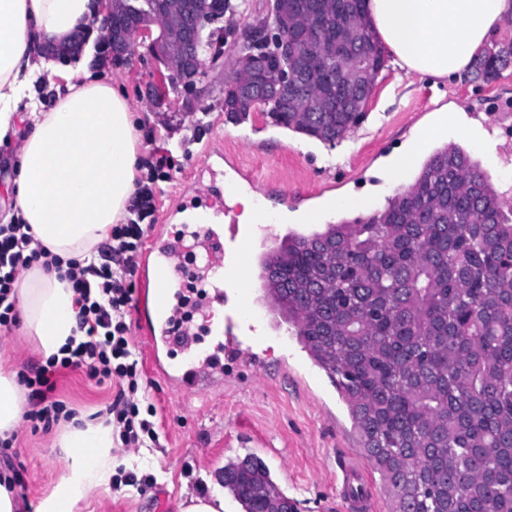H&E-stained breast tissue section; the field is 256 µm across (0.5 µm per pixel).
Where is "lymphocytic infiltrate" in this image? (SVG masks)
<instances>
[{"label": "lymphocytic infiltrate", "instance_id": "1", "mask_svg": "<svg viewBox=\"0 0 512 512\" xmlns=\"http://www.w3.org/2000/svg\"><path fill=\"white\" fill-rule=\"evenodd\" d=\"M146 229L141 222L112 225L97 247L96 261L63 260L34 238L30 225L0 224V328L16 320V285L22 274L39 266L56 272L74 292V309L81 340L61 348L59 355L28 366L21 377L27 409L23 424H41L43 431L70 420L72 409L55 395L60 371L85 370L99 383L116 382L112 402L99 412L111 425L122 451H139L158 440L157 409L135 357L127 317Z\"/></svg>", "mask_w": 512, "mask_h": 512}]
</instances>
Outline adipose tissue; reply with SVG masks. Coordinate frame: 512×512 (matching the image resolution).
<instances>
[{"mask_svg":"<svg viewBox=\"0 0 512 512\" xmlns=\"http://www.w3.org/2000/svg\"><path fill=\"white\" fill-rule=\"evenodd\" d=\"M365 7L392 63L420 78L461 76L512 18V0H366ZM95 16L91 0H0V144L21 143L7 215L29 224L34 237L65 260L90 257L108 228L125 221L142 165L140 120L122 88L91 79L90 54L66 73L35 54L47 41L66 45ZM48 71L61 73L66 90L46 110L33 88ZM23 103L29 114L21 127L14 116ZM451 134L480 149L488 146L479 126L442 109L390 160V177ZM18 300L44 356L58 354L77 337L73 291L55 273L34 268L20 284ZM112 444V429L104 423L70 425L57 442L64 472L36 512H75L79 503L108 491Z\"/></svg>","mask_w":512,"mask_h":512,"instance_id":"obj_1","label":"adipose tissue"}]
</instances>
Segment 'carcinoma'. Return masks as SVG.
<instances>
[{
  "label": "carcinoma",
  "instance_id": "1",
  "mask_svg": "<svg viewBox=\"0 0 512 512\" xmlns=\"http://www.w3.org/2000/svg\"><path fill=\"white\" fill-rule=\"evenodd\" d=\"M360 32L358 51L316 60L361 74L334 112L267 115L333 143L385 67L364 0H335ZM212 23L225 0H204ZM512 67V43L473 63L471 79ZM458 143L436 148L413 184L380 211L290 234L262 264L265 299L347 403L389 512H512V207ZM243 512H297L260 459L224 465Z\"/></svg>",
  "mask_w": 512,
  "mask_h": 512
}]
</instances>
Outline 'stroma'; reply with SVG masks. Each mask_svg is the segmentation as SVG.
Returning a JSON list of instances; mask_svg holds the SVG:
<instances>
[{
  "label": "stroma",
  "mask_w": 512,
  "mask_h": 512,
  "mask_svg": "<svg viewBox=\"0 0 512 512\" xmlns=\"http://www.w3.org/2000/svg\"><path fill=\"white\" fill-rule=\"evenodd\" d=\"M268 2L230 0L222 21L225 45L239 41L244 24L264 17ZM103 75L126 90L140 117L141 159L158 151L173 157V169L153 173L145 182L154 196L156 223L178 224L183 200L195 194L205 192L223 202L229 183L252 194L271 220V229L256 224L249 230L257 254L278 246L279 236L308 234L349 218V211L328 208L329 200L367 191L378 210L407 189L414 173L387 184L386 160L437 109L460 110L465 120L487 131L492 150L475 153L484 171L493 175L512 169V129L490 120L491 113L512 112V68L486 83L465 75L433 82L386 66L375 81L366 121L333 144L278 126L258 112L237 124L226 122L224 93L212 75L191 112L170 106L172 100L187 98L184 90L150 101L148 94L161 88L162 75L146 57L105 66ZM303 212L319 213L320 219L299 222ZM236 314L261 353V366L228 365L223 388L191 400H182L152 376L144 348H137L148 394L158 409L159 443L136 453L113 452L114 466L153 474L155 488L167 494V512H180L181 502L205 492L227 462L254 455L268 466L277 487L297 501L299 512H339V467L364 459L347 405L326 371L302 350L292 326L259 301L237 305ZM41 359L23 321L0 334V361L15 372ZM115 392V386L98 384L81 370L57 379V396L79 415L103 409ZM62 431L59 425L47 433L25 428L13 447H0V468L11 466L26 488L17 512H35L61 475L64 464L53 445ZM153 490L125 486L94 496L75 512H155Z\"/></svg>",
  "instance_id": "35a3bbf8"
}]
</instances>
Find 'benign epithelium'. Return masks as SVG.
Wrapping results in <instances>:
<instances>
[{
  "label": "benign epithelium",
  "mask_w": 512,
  "mask_h": 512,
  "mask_svg": "<svg viewBox=\"0 0 512 512\" xmlns=\"http://www.w3.org/2000/svg\"><path fill=\"white\" fill-rule=\"evenodd\" d=\"M117 12L128 20V27L121 32V54H132L143 46L156 66L167 72L165 78L171 89L202 92L197 87L202 72L212 68L224 54L201 57L196 52V42L207 21L196 8L195 0H98L102 19L94 48L99 59H112ZM271 15L277 31L271 56H232L231 64L223 68L224 96L232 97L237 109L247 106L251 112L268 101L278 103L285 112L299 101L304 102L309 112L333 111L328 94L310 93L309 84L322 83L324 79L317 71L300 65L301 42H309L318 55L342 57L352 49L354 34L319 10L290 15L280 0H271ZM86 44L87 39L76 34L66 48L46 44L41 51L57 60L70 52L81 53Z\"/></svg>",
  "instance_id": "obj_1"
}]
</instances>
